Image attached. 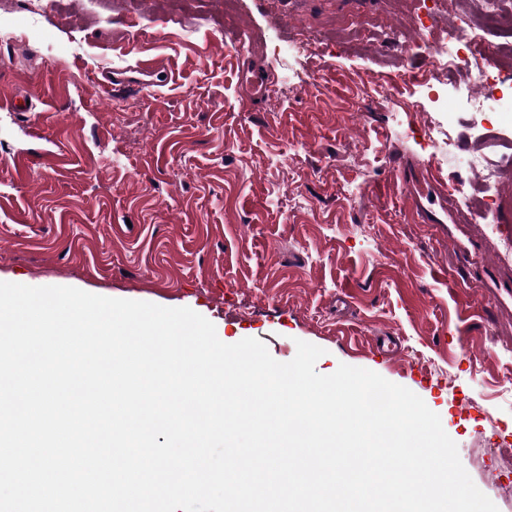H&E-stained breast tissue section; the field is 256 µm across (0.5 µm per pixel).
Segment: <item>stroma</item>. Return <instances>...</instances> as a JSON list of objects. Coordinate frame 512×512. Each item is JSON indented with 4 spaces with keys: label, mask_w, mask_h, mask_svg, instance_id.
I'll use <instances>...</instances> for the list:
<instances>
[{
    "label": "stroma",
    "mask_w": 512,
    "mask_h": 512,
    "mask_svg": "<svg viewBox=\"0 0 512 512\" xmlns=\"http://www.w3.org/2000/svg\"><path fill=\"white\" fill-rule=\"evenodd\" d=\"M35 2L41 35L0 41V281L188 307L280 362L319 346L318 373L421 397L512 512V261L489 232L512 215V114L472 111L462 73L427 112L366 93L428 74L421 25L482 23L479 0H0V20ZM436 123L500 183L431 163ZM407 165L447 187L446 223L415 221Z\"/></svg>",
    "instance_id": "1"
}]
</instances>
